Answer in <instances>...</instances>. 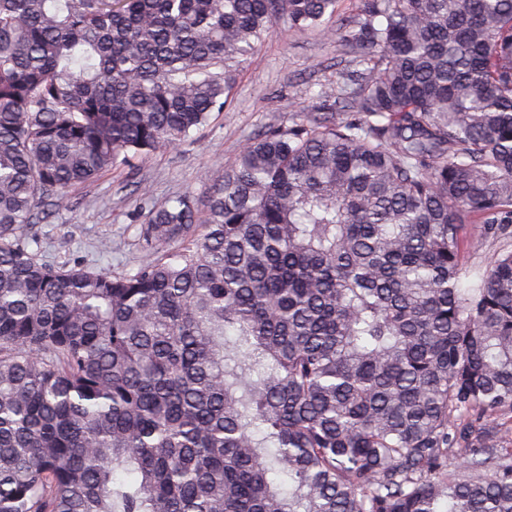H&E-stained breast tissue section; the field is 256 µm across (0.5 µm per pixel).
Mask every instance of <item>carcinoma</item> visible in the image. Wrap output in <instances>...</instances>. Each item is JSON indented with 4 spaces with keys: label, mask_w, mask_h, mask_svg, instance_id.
I'll return each mask as SVG.
<instances>
[{
    "label": "carcinoma",
    "mask_w": 512,
    "mask_h": 512,
    "mask_svg": "<svg viewBox=\"0 0 512 512\" xmlns=\"http://www.w3.org/2000/svg\"><path fill=\"white\" fill-rule=\"evenodd\" d=\"M339 2L0 0V512H512V0ZM277 25L349 57L313 111L136 268L40 258Z\"/></svg>",
    "instance_id": "carcinoma-1"
}]
</instances>
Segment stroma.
Listing matches in <instances>:
<instances>
[{
  "label": "stroma",
  "instance_id": "1",
  "mask_svg": "<svg viewBox=\"0 0 512 512\" xmlns=\"http://www.w3.org/2000/svg\"><path fill=\"white\" fill-rule=\"evenodd\" d=\"M342 52L310 34L275 28L245 64L232 104L183 144L136 161L133 169L94 179L71 194L69 208L37 223L42 257L54 264L83 261L121 271L142 257L136 234L149 204L184 194L204 196L211 178L258 131L287 124L289 104L310 108L335 82ZM151 198L143 200L139 190Z\"/></svg>",
  "mask_w": 512,
  "mask_h": 512
}]
</instances>
